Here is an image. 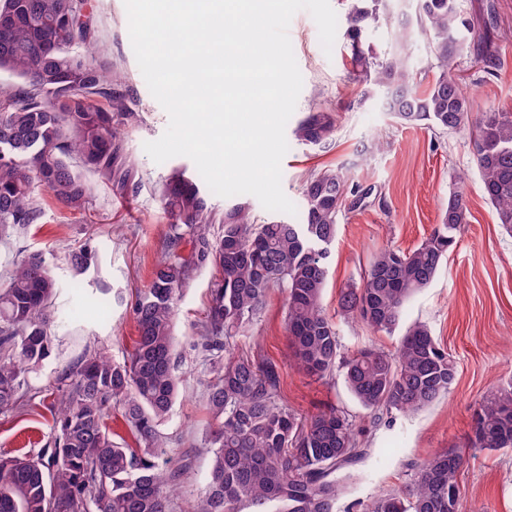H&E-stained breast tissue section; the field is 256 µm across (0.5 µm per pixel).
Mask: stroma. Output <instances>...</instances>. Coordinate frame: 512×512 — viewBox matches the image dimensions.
Listing matches in <instances>:
<instances>
[{
    "label": "stroma",
    "mask_w": 512,
    "mask_h": 512,
    "mask_svg": "<svg viewBox=\"0 0 512 512\" xmlns=\"http://www.w3.org/2000/svg\"><path fill=\"white\" fill-rule=\"evenodd\" d=\"M95 21L96 50L108 55L126 76L139 103L137 122L122 126L139 188L121 199L104 186L92 185L90 204L81 214L44 202L41 224L0 242V277L29 253H42L61 285L57 303L67 313L65 324L52 332L54 350L30 385L39 392L51 385L63 367L85 350L106 348L123 361L134 348L138 331L131 312L137 292L147 288L167 231L156 190L170 170L192 167L187 157L155 163L146 142L159 139L169 118L150 93L132 48L124 0H90ZM495 9L494 41L503 60L497 76L485 77L473 56L459 59L457 73L473 89L474 109L512 112V0H458L468 20L482 15L486 4ZM337 15L332 52H324L317 25L307 11L297 12L288 29L303 77L293 120L319 106L332 109L336 133L330 148L288 138L282 189L296 213L266 210L249 194L212 196L216 209L247 204L257 222L303 221L302 187L314 172L340 167L351 184L367 193L356 207L342 210L330 247L324 293L326 313L336 323L342 350L351 353L376 343L393 348L394 335L373 333L360 320L337 310L341 288L359 282L372 255L384 246L403 251L417 248L442 217L443 203L457 178H464L471 213L432 283L405 306L402 325L426 323L437 342L457 363L449 390L425 409L393 420L375 421L347 391L340 376L318 379L298 371L289 357L285 334L286 302L281 289H270L266 306L247 336L238 341L241 353L274 362L280 374V399L289 409L312 416L334 407L352 419L367 455L353 467L354 478L339 501L338 512H359L361 502L380 492L407 484L412 468L431 454L464 446L472 433L473 415L481 397L512 378V236L496 222L473 160L468 133L407 126L391 114L360 100L350 72V42L346 35L351 0H330ZM378 142L377 152L366 144ZM92 244L97 265L80 274L63 260L65 251ZM216 270L205 269L183 288L175 318V355L181 385L169 417L162 423L171 455L190 452L193 468L174 496V512H194L210 467L205 436L212 418L204 403L207 375L195 345L206 316ZM51 416L42 406L24 414L0 413V452L35 453L51 440ZM461 473L466 512H512V451H468Z\"/></svg>",
    "instance_id": "1"
}]
</instances>
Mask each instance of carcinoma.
Instances as JSON below:
<instances>
[{"instance_id": "cac0c4a2", "label": "carcinoma", "mask_w": 512, "mask_h": 512, "mask_svg": "<svg viewBox=\"0 0 512 512\" xmlns=\"http://www.w3.org/2000/svg\"><path fill=\"white\" fill-rule=\"evenodd\" d=\"M385 4L352 0L347 18L361 101L382 95L385 110L402 124L468 132L484 195L512 235V113L473 112L456 74L458 59L469 53L495 76L500 55L483 48L485 34L461 19L457 0H418L417 30L438 64L420 92L405 48L408 26L381 58L370 44ZM2 18L0 73L15 82L0 84V239L40 223L41 190L74 213L88 208L87 174L117 196L137 190L120 126L139 117L124 76L91 48L89 0H0ZM334 133L326 107L293 129L297 140L324 149ZM358 193L341 169L324 168L303 185V223H259L245 204L215 210L200 177L172 169L158 189L168 221L162 256L132 304L139 330L134 352L120 363L95 349L58 373L42 399L52 418V447L0 454V512H173V494L193 464L187 452L170 457L160 430L179 387L174 319L183 287L208 267L220 273L199 342L214 374L206 393L211 466L194 512H336L348 488V478L336 472L367 454L352 421L334 408L310 418L289 410L280 402L278 367L236 355L233 347L261 313L269 289L278 287L287 296L286 335L298 368L319 378L341 372L375 419L416 412L448 393L456 362L422 322L408 327L392 351L376 345L341 351L322 296L339 214L348 195ZM469 217L463 189L449 192L432 234L411 252L375 253L360 284L340 293L339 311L378 333L394 332L405 304L434 280ZM214 224L221 225L216 235ZM96 255L84 245L66 260L82 272ZM57 293L40 253L23 256L0 281L1 413L25 410L30 373L51 355L53 328L64 322ZM114 408L134 445L114 440L108 424ZM469 447L512 449V379L480 399ZM466 463L453 448L436 452L416 465L409 485L374 496L360 512H464Z\"/></svg>"}]
</instances>
